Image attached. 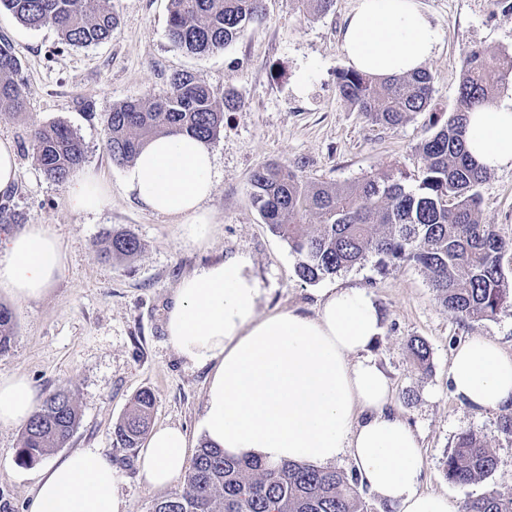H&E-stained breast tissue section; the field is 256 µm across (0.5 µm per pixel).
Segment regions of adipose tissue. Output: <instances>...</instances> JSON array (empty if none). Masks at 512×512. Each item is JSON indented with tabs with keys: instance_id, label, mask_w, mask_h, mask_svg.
I'll return each mask as SVG.
<instances>
[{
	"instance_id": "obj_1",
	"label": "adipose tissue",
	"mask_w": 512,
	"mask_h": 512,
	"mask_svg": "<svg viewBox=\"0 0 512 512\" xmlns=\"http://www.w3.org/2000/svg\"><path fill=\"white\" fill-rule=\"evenodd\" d=\"M438 34L417 0H356L342 37L353 68L377 78L422 68ZM467 148L489 171L512 168V102H491L467 117ZM214 155L202 140L158 136L141 149L124 176L127 192L144 209L181 221L185 242L210 230L204 205L214 191ZM69 208L96 213L110 193L81 174L66 187ZM57 239L41 224L15 233L0 248V291L25 302L43 296L64 272ZM262 291L245 259L230 257L184 277L166 316L169 345L186 362L209 368L204 438L231 458H257L328 467L353 462L368 491L397 512H456L447 495L422 490L426 458L416 435L392 411L385 372L367 357L383 332L381 315L360 288L324 291L315 316L295 310L258 316ZM450 380L472 408L512 406V354L473 337L453 354ZM38 408L23 375L0 373V427L25 425ZM186 434L154 429L141 458L152 489L172 486L187 469ZM120 477L97 448L51 461L28 512H125Z\"/></svg>"
}]
</instances>
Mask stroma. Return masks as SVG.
I'll list each match as a JSON object with an SVG mask.
<instances>
[{
  "label": "stroma",
  "instance_id": "1",
  "mask_svg": "<svg viewBox=\"0 0 512 512\" xmlns=\"http://www.w3.org/2000/svg\"><path fill=\"white\" fill-rule=\"evenodd\" d=\"M438 31L425 65L433 77V107L453 112L462 59L474 48L512 55V0H419ZM356 0H333L324 12L301 11L292 0H265L259 21L243 36L205 56L187 54L169 39V0H108L119 18L110 40L88 47L61 44L50 26L30 29L0 10V38L22 64L25 111L0 115V140L11 141L20 180L0 207L24 224L49 227L65 256V271L42 297L17 303L0 295L15 319L14 336L0 354L1 373L28 377L38 398L64 390L79 421L70 440L46 460L79 448H97L122 475L118 487L125 512H151L163 490L145 486L137 448L113 444V428L136 393L155 398L153 426L180 427L190 450L203 439L199 420L208 368L186 363L168 344L166 314L185 276L229 257L249 261L263 290L259 313L294 309L312 316L328 288L367 290L382 315L383 333L370 355L386 371L393 408L415 429L427 469L423 488L448 495L454 504L493 492L512 494V437L500 433L501 411H476L452 392L448 371L454 349L473 336L498 342L512 353V306L494 318L463 322L434 297L427 275L412 264L380 270L375 260L313 283L295 275L298 257L274 235L252 204L250 178L260 165L296 168L309 181L343 185L393 167L414 175L417 147L430 127L423 112L396 127L372 121L338 93L348 63L341 44L345 20ZM188 70L215 93L231 90L239 109L225 113L210 147L215 190L205 208L212 230L197 244L185 243L177 218L158 216L125 192L124 168L104 148L105 119L125 101L159 98L173 73ZM433 111V112H434ZM62 122L85 145L82 172L111 191L98 213H75L66 186L44 177L32 149L35 127ZM480 220L512 240V169L491 172L478 188ZM133 233L141 242L131 259L104 260V234ZM430 345L428 369H419L408 348L412 337ZM484 434L497 458L496 471L468 485L450 482L443 462L458 436ZM20 429H0V512H26L46 460L22 464Z\"/></svg>",
  "mask_w": 512,
  "mask_h": 512
}]
</instances>
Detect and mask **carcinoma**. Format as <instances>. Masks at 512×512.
<instances>
[{"instance_id": "carcinoma-1", "label": "carcinoma", "mask_w": 512, "mask_h": 512, "mask_svg": "<svg viewBox=\"0 0 512 512\" xmlns=\"http://www.w3.org/2000/svg\"><path fill=\"white\" fill-rule=\"evenodd\" d=\"M263 0H170L168 36L193 55L222 49L259 19ZM23 25L54 27L63 44L88 47L112 38L118 26L103 0H0ZM512 78V56L469 51L463 61L457 105L439 129L418 146L421 160L416 184L406 186L391 170L342 186L313 184L287 165L267 164L252 175V199L265 224L297 254V278L313 283L377 258V266L412 263L429 277L436 300L461 320L481 321L512 305L502 260L512 251L489 224L479 220V186L488 172L466 150V113L488 103L499 85ZM433 78L422 69L378 81L355 69L340 73V96L375 122L401 125L427 110ZM168 95L126 101L106 120L104 146L112 160H134L143 143L163 132L186 133L211 141L224 114L240 106L232 91L217 96L193 73L170 78ZM22 65L8 42L0 44V114L25 106ZM35 160L50 180L65 182L82 165L85 151L77 132L64 123L32 131ZM314 217L317 223L310 224ZM141 249L128 231L108 234L106 261L129 259ZM12 311L0 304V354L10 348ZM410 349L427 364L428 343L415 338ZM154 396L139 392L130 412L116 424L113 443L137 447L149 427ZM71 394L49 395L21 432L19 459L40 460L61 447L78 424ZM497 459L473 432L461 434L446 456L444 470L453 483L466 485L489 476ZM152 512H367L356 487L329 469L303 463L265 465L224 456L201 442L180 489L157 499ZM461 512H512V497L495 494L466 499Z\"/></svg>"}]
</instances>
